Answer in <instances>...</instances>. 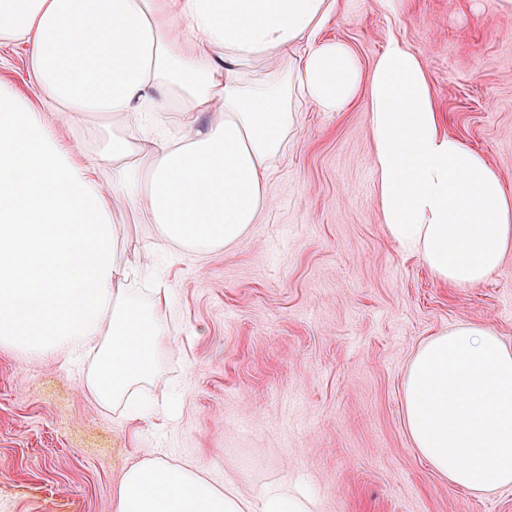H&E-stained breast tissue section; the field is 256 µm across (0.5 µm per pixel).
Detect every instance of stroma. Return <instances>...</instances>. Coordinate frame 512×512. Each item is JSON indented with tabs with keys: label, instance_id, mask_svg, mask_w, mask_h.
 Wrapping results in <instances>:
<instances>
[{
	"label": "stroma",
	"instance_id": "35a3bbf8",
	"mask_svg": "<svg viewBox=\"0 0 512 512\" xmlns=\"http://www.w3.org/2000/svg\"><path fill=\"white\" fill-rule=\"evenodd\" d=\"M370 71L389 39L423 61L443 128L512 191V12L499 0H356L324 28ZM0 85L39 104L26 47L0 38ZM269 161V209L237 246L198 255L124 211L119 248L149 262L137 289L171 290L151 395L166 426L130 424L89 397L77 366L0 348V512H113L122 470L156 449L257 498L285 484L314 512H512V486H451L413 447L402 379L422 341L466 321L512 339V255L452 288L387 236L371 166L366 93L342 112L299 110ZM105 120L54 134L93 153Z\"/></svg>",
	"mask_w": 512,
	"mask_h": 512
}]
</instances>
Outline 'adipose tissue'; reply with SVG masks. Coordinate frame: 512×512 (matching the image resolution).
Returning a JSON list of instances; mask_svg holds the SVG:
<instances>
[{
  "instance_id": "1",
  "label": "adipose tissue",
  "mask_w": 512,
  "mask_h": 512,
  "mask_svg": "<svg viewBox=\"0 0 512 512\" xmlns=\"http://www.w3.org/2000/svg\"><path fill=\"white\" fill-rule=\"evenodd\" d=\"M346 0H0V35L28 46L43 108L0 86V347L94 357L84 388L129 400V420L159 417L135 393L155 379L168 291L143 302L127 285L116 205L148 215L161 241L207 254L241 242L269 207L268 162L294 105L343 111L369 98L376 176L389 238L439 282L467 288L512 254V192L481 154L442 129L425 67L393 39L362 73L323 38ZM96 40L77 53L63 39ZM273 63L247 82V68ZM183 105L174 138L123 129ZM102 115L95 154L63 149L48 112ZM403 414L419 455L457 488L512 485V340L461 322L429 337L406 369ZM113 512H313L268 488L257 500L218 488L158 452L129 466Z\"/></svg>"
}]
</instances>
